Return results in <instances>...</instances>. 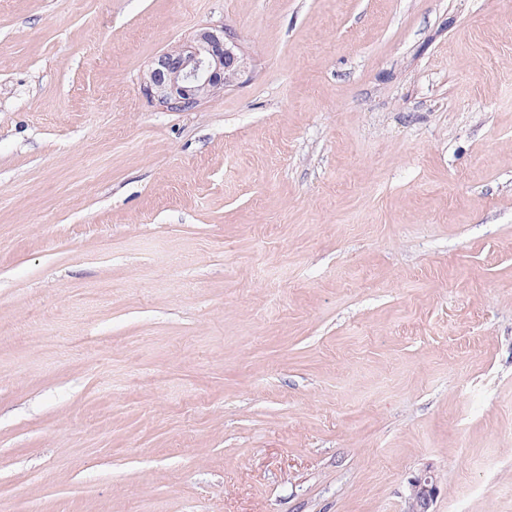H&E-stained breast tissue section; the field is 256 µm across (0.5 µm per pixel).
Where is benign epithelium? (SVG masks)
Here are the masks:
<instances>
[{
    "mask_svg": "<svg viewBox=\"0 0 512 512\" xmlns=\"http://www.w3.org/2000/svg\"><path fill=\"white\" fill-rule=\"evenodd\" d=\"M247 62L238 39L226 28L204 27L188 42L159 53L144 90L168 111L191 112L208 97L238 84ZM437 480L426 470L410 482L406 512H431Z\"/></svg>",
    "mask_w": 512,
    "mask_h": 512,
    "instance_id": "7a95c632",
    "label": "benign epithelium"
}]
</instances>
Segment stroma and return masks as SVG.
<instances>
[{
	"mask_svg": "<svg viewBox=\"0 0 512 512\" xmlns=\"http://www.w3.org/2000/svg\"><path fill=\"white\" fill-rule=\"evenodd\" d=\"M227 27L240 85L143 92ZM512 512V0H0V512ZM437 493V480L430 470H425L410 482L406 499V512H431L430 507Z\"/></svg>",
	"mask_w": 512,
	"mask_h": 512,
	"instance_id": "1",
	"label": "stroma"
}]
</instances>
